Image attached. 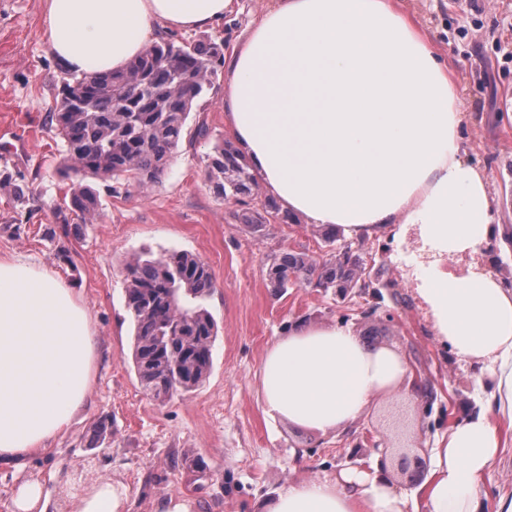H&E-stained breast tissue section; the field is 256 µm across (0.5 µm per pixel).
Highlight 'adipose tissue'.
<instances>
[{
    "mask_svg": "<svg viewBox=\"0 0 512 512\" xmlns=\"http://www.w3.org/2000/svg\"><path fill=\"white\" fill-rule=\"evenodd\" d=\"M232 0H47L49 49L65 69L118 72L158 31L219 25ZM230 132L265 189L305 223L355 237L416 226L430 259L416 291L438 335L478 364L484 403L433 449L422 512H481L484 473L512 447V289L480 259L495 227L489 175L465 159L467 114L447 64L397 0H274L224 60ZM469 257L465 269L447 265ZM86 308L43 266L0 259V464L47 451L91 402ZM406 361L345 325H296L266 348V414L312 432L349 425L407 378ZM102 484L73 512H128ZM380 469L298 478L255 512H406Z\"/></svg>",
    "mask_w": 512,
    "mask_h": 512,
    "instance_id": "obj_1",
    "label": "adipose tissue"
}]
</instances>
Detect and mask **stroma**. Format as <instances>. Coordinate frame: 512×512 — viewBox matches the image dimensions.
<instances>
[{
	"label": "stroma",
	"mask_w": 512,
	"mask_h": 512,
	"mask_svg": "<svg viewBox=\"0 0 512 512\" xmlns=\"http://www.w3.org/2000/svg\"><path fill=\"white\" fill-rule=\"evenodd\" d=\"M268 0H234L209 38L232 51L259 22ZM438 55L447 61L468 121V162L489 172L496 223L512 227V61L503 59L494 20L501 0H401ZM46 0H0V121L17 141L0 155V171L28 187L26 203L0 192V257L49 267L74 290L92 320L95 364L91 404L22 472L0 466V512H15L22 482H40L49 512H69L65 489L80 481L127 487L132 512H154L158 499H193L198 512H253L256 502L291 479L335 474L336 460L367 440L387 456L363 462L385 467L398 491L421 496L396 475L397 456L429 457L451 424L478 411L476 366L457 360L439 341L415 291L422 244L414 233L396 241L381 230L353 238L334 226L279 217L261 230L240 218L241 204L214 194L205 179L215 143H232L224 85L197 101L188 130L209 134L183 143L148 191L115 194L100 187L91 221L72 210L79 178L62 166L63 141L52 113L65 75L49 51ZM67 214L59 223L57 211ZM370 257L378 294L340 298L311 285L275 293L269 259L289 251L328 260V245ZM188 251L209 265L214 288L206 302L218 323L213 368L196 390L165 402L146 396L131 367V319L125 307V264L131 254ZM349 325L362 342L403 357L410 376L377 398L353 424L325 434L272 420L260 393L265 349L297 322ZM427 392H420V384Z\"/></svg>",
	"instance_id": "obj_1"
}]
</instances>
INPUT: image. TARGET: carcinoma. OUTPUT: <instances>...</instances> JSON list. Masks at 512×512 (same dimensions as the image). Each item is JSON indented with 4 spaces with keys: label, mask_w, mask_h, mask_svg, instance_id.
<instances>
[{
    "label": "carcinoma",
    "mask_w": 512,
    "mask_h": 512,
    "mask_svg": "<svg viewBox=\"0 0 512 512\" xmlns=\"http://www.w3.org/2000/svg\"><path fill=\"white\" fill-rule=\"evenodd\" d=\"M224 63L223 44L211 39L162 38L119 73L63 80L53 118L64 140V164L94 183H81L72 203L93 218L100 207L96 183L112 191L154 186L174 157L193 104L209 93ZM205 174L218 196L246 207L245 223L257 228L276 213L270 203L252 209L256 178L248 161L224 142L213 147ZM353 264L336 259L315 264L300 253L270 258L271 287L288 288L291 277L319 288L349 287ZM214 287L210 267L186 251L154 258L134 254L126 263L125 304L133 324L132 363L143 391L164 401L189 392L210 375L218 328L206 307ZM182 375L174 383V370Z\"/></svg>",
    "instance_id": "1"
}]
</instances>
